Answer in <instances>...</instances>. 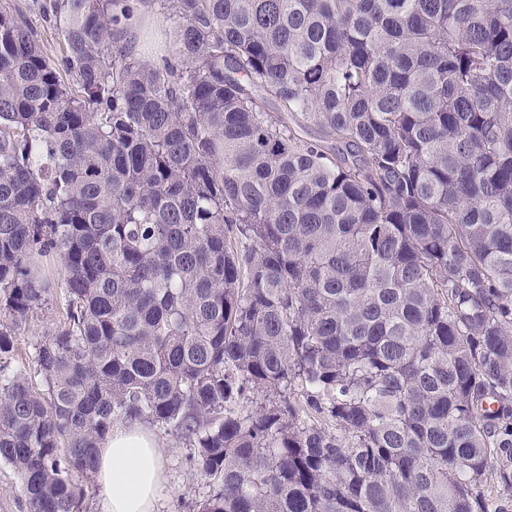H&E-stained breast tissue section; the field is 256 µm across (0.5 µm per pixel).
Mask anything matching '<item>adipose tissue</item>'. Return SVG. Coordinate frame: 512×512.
I'll use <instances>...</instances> for the list:
<instances>
[{"label":"adipose tissue","mask_w":512,"mask_h":512,"mask_svg":"<svg viewBox=\"0 0 512 512\" xmlns=\"http://www.w3.org/2000/svg\"><path fill=\"white\" fill-rule=\"evenodd\" d=\"M95 477L100 512H158L165 468L154 434L137 421L114 425L100 445Z\"/></svg>","instance_id":"obj_1"}]
</instances>
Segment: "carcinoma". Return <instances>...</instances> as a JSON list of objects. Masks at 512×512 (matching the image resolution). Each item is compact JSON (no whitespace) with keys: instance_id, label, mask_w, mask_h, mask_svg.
<instances>
[{"instance_id":"obj_1","label":"carcinoma","mask_w":512,"mask_h":512,"mask_svg":"<svg viewBox=\"0 0 512 512\" xmlns=\"http://www.w3.org/2000/svg\"><path fill=\"white\" fill-rule=\"evenodd\" d=\"M41 10L59 57L0 6V463L28 512H87L137 419L195 448L199 512H512V0ZM141 33V39H137L136 53L141 54V45L145 47H164L168 45L173 32L174 24L170 20L163 19L160 15L150 13L146 16ZM61 304L59 298L54 297L37 315L32 318L29 323L20 330L18 336L19 346L28 348L34 336L41 335L44 330L55 327L61 318Z\"/></svg>"}]
</instances>
